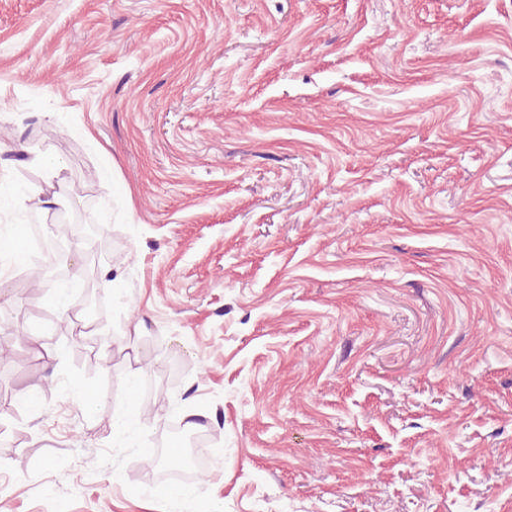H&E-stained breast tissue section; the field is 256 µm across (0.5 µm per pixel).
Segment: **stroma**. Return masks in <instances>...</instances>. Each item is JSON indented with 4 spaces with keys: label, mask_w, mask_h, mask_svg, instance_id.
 <instances>
[{
    "label": "stroma",
    "mask_w": 512,
    "mask_h": 512,
    "mask_svg": "<svg viewBox=\"0 0 512 512\" xmlns=\"http://www.w3.org/2000/svg\"><path fill=\"white\" fill-rule=\"evenodd\" d=\"M34 189L98 247L0 372V512H512V0H0V307Z\"/></svg>",
    "instance_id": "35a3bbf8"
}]
</instances>
